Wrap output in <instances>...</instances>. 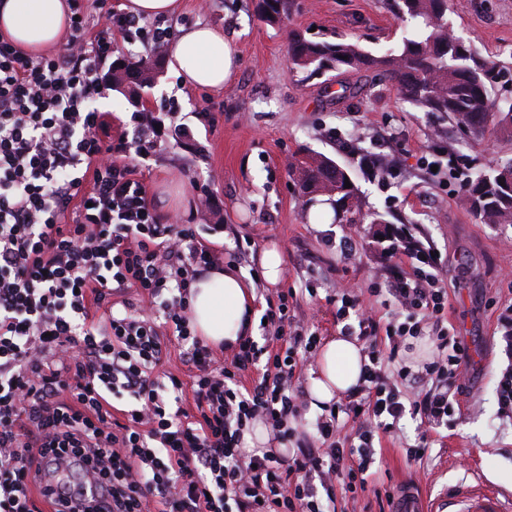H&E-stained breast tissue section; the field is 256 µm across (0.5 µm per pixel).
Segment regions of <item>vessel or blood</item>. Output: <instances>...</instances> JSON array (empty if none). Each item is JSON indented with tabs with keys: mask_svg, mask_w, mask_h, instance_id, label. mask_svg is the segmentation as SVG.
Instances as JSON below:
<instances>
[{
	"mask_svg": "<svg viewBox=\"0 0 512 512\" xmlns=\"http://www.w3.org/2000/svg\"><path fill=\"white\" fill-rule=\"evenodd\" d=\"M391 512H512V497L489 489L446 491L431 497L410 487L394 498Z\"/></svg>",
	"mask_w": 512,
	"mask_h": 512,
	"instance_id": "1",
	"label": "vessel or blood"
}]
</instances>
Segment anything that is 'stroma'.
<instances>
[{
    "mask_svg": "<svg viewBox=\"0 0 512 512\" xmlns=\"http://www.w3.org/2000/svg\"><path fill=\"white\" fill-rule=\"evenodd\" d=\"M173 18L150 20L169 30L207 24L223 29L237 55V69L221 91L181 84L164 68L144 99L160 129L148 159L131 156L150 195L183 187L175 212L182 224L223 225L204 242L218 252L251 238L236 264L256 285L255 310L264 313L277 290L264 287L258 253L270 239L287 258L283 288L295 289V313L305 328L325 338L340 334L334 296L340 285L373 288L396 273L413 275L418 261L398 258L385 229L406 233L432 254L431 272L448 291V320L466 350L482 352V369L465 372L462 414L430 431L429 460L410 463L418 423L404 416L381 437L374 484L385 489L411 481L435 495L457 483H486L512 493V418L499 409L497 385L512 356L506 355L500 312L512 306V226L482 224L461 204L460 185L493 163L512 161V132L475 139L446 117L419 111L395 85L372 72L327 71L315 76L293 67L289 32L314 38L357 36L370 53L398 48L406 35L388 0H291L285 24L260 20L255 0H183ZM454 33L477 46L482 57H512V0H448ZM396 159L399 172L383 178L364 169L354 138ZM320 153L350 173L366 211L394 214L398 223L313 224L291 171L292 164ZM443 167L431 180L426 165ZM211 198L198 208L200 194Z\"/></svg>",
    "mask_w": 512,
    "mask_h": 512,
    "instance_id": "1",
    "label": "stroma"
}]
</instances>
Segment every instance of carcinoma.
<instances>
[{"label": "carcinoma", "mask_w": 512, "mask_h": 512, "mask_svg": "<svg viewBox=\"0 0 512 512\" xmlns=\"http://www.w3.org/2000/svg\"><path fill=\"white\" fill-rule=\"evenodd\" d=\"M398 17L411 25L412 36L383 55L364 51L353 39L311 40L293 34L288 41L292 64L312 74L326 70H374L392 82L400 97L426 112L446 115L474 137L489 126L512 129V101L497 105L490 90L507 66L488 61L461 38L448 32L447 0H394ZM261 20L279 23L288 17V0H259ZM163 67V53L137 63L126 55L112 62V90L137 107ZM297 184L310 209L320 197L333 205L336 223L387 224L386 215L365 213L357 189L345 187L347 170L322 154H311L295 167ZM464 203L482 224L512 225V163L495 166L468 183Z\"/></svg>", "instance_id": "obj_1"}]
</instances>
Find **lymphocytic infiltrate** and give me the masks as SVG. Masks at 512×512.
Returning a JSON list of instances; mask_svg holds the SVG:
<instances>
[{"instance_id":"f902f5d3","label":"lymphocytic infiltrate","mask_w":512,"mask_h":512,"mask_svg":"<svg viewBox=\"0 0 512 512\" xmlns=\"http://www.w3.org/2000/svg\"><path fill=\"white\" fill-rule=\"evenodd\" d=\"M97 5L99 21L72 10L58 51L29 54L0 38V512H33L42 472L65 512H336L337 491H368L379 432L408 412L425 431L459 412L467 351L445 324L446 292L432 274L394 276L386 293L401 324L342 293L336 319L365 340L369 363L346 403L298 431L295 376L317 338L292 312L296 293L268 302L271 336L241 339L231 358L192 333L190 290L217 254L192 225L161 215L127 162L153 151V117L140 113L135 140L116 142L111 113L89 108L105 94L98 71L113 39L143 32L108 0ZM130 290L142 308L114 313L113 295ZM163 326L185 345L191 422L174 410L183 381L155 373ZM404 335L428 337L430 360L385 370ZM258 419L296 439L295 452L246 453Z\"/></svg>"}]
</instances>
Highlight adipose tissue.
I'll return each instance as SVG.
<instances>
[{
  "instance_id": "obj_1",
  "label": "adipose tissue",
  "mask_w": 512,
  "mask_h": 512,
  "mask_svg": "<svg viewBox=\"0 0 512 512\" xmlns=\"http://www.w3.org/2000/svg\"><path fill=\"white\" fill-rule=\"evenodd\" d=\"M67 0H0V35L26 52L59 48L69 35ZM171 68L185 85L220 89L235 68L233 49L222 30L197 25L181 31L167 49ZM253 285L234 271L211 268L193 285L191 322L209 345L234 349L253 335L256 315ZM368 358L358 342L330 337L321 347L310 378L311 406L322 409L360 383Z\"/></svg>"
}]
</instances>
